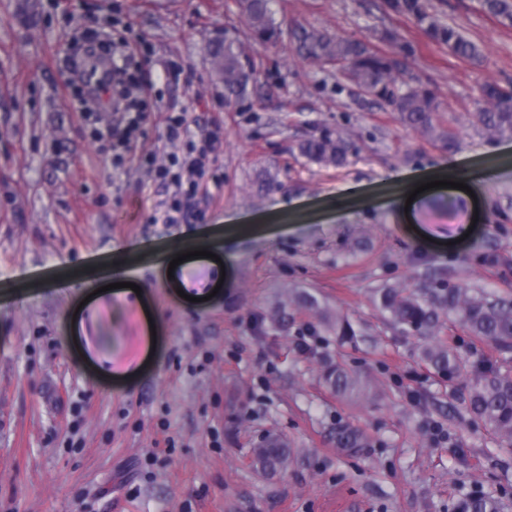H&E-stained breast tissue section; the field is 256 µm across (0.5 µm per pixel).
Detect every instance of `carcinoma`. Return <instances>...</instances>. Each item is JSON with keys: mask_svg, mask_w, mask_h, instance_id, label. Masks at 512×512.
<instances>
[{"mask_svg": "<svg viewBox=\"0 0 512 512\" xmlns=\"http://www.w3.org/2000/svg\"><path fill=\"white\" fill-rule=\"evenodd\" d=\"M481 9L502 25L512 26V0H479ZM238 10L250 24L254 40L273 44L282 36L269 9V0H236ZM387 10L407 16L438 45L452 55L475 61L479 58L476 44L458 28L444 23L431 10L428 0H384ZM297 52L316 61L337 64L345 80L368 94L373 100L398 113L400 121L423 130H432L433 116L441 102L435 91L422 83L403 86L396 75L408 72L413 50L409 42L392 29H383L376 39L391 46L383 52L370 41L342 39L314 29L290 31ZM210 55L220 65L224 81V98L241 101L251 79L242 60L237 42L226 36L212 44ZM480 97L491 108L480 112L486 130L493 134L512 133V88L497 83L480 86ZM308 160L342 167L349 162L353 147L341 134H323L309 138L299 146ZM377 302L390 320L403 332L432 336L445 325L460 324L466 333L484 344L500 350L512 349V299L482 288L450 287L434 281L415 290L383 288ZM422 360L433 373L448 380L466 372L469 381L468 404L471 413L502 439L512 445V374L487 359L472 360L440 340L423 348ZM324 382L335 395L347 398L364 386L361 376L330 363ZM366 436L357 428L336 431V447L349 452L364 446ZM252 463L268 474H284L294 461L288 445L268 435L251 448ZM459 512H500L499 498L482 493L466 496Z\"/></svg>", "mask_w": 512, "mask_h": 512, "instance_id": "1", "label": "carcinoma"}]
</instances>
